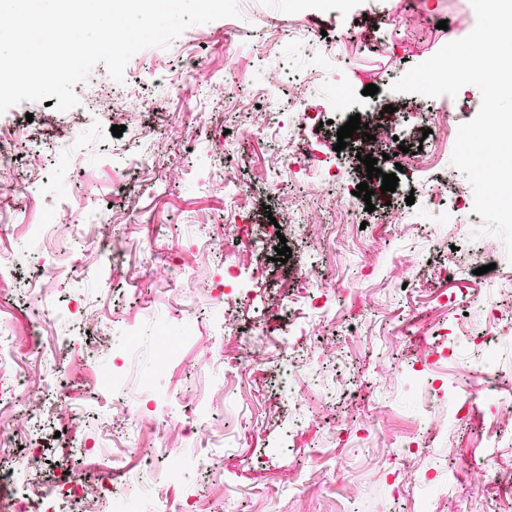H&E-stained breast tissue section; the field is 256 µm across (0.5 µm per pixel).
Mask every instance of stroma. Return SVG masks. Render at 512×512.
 <instances>
[{"mask_svg": "<svg viewBox=\"0 0 512 512\" xmlns=\"http://www.w3.org/2000/svg\"><path fill=\"white\" fill-rule=\"evenodd\" d=\"M242 18L216 20L214 30L230 27L235 44L232 62L198 40L187 28L168 47H152L148 56L164 68L193 53L216 85L231 87L217 98L191 87V73L177 84L141 74L135 88L148 102L121 136L100 112L81 115L80 142L64 126L47 127L53 107L41 102L17 104L32 114L26 123L32 149L53 140L70 153L66 171L43 165L32 177L41 187L36 200L13 193L9 203L25 214L21 224L0 228V252L12 255L17 277L30 274L31 227L44 213L58 210L94 236L93 246L65 260L64 275L47 279L46 333L62 350L56 364L43 370L54 392L77 388V410L48 403L39 427L24 441L37 443L46 463L64 453L75 456L87 446L95 452L87 477L108 478L120 460L140 504L154 512L156 496L172 508L198 496L209 512L238 505L239 512H413L421 498L426 512H512V435L488 444L486 431L496 405L480 404L463 425L435 434L426 418L448 411L447 391L482 392L488 375L512 372V337L483 334L489 308L512 303L500 288L512 279V259L492 236L474 237L480 221L444 223L451 196L432 192L431 183L453 171L450 157L431 172L399 170L394 160H378L383 173L397 174L395 191L381 193V179H368L357 158V140L336 150L337 131L350 116L374 103L395 106L402 119L401 142L416 148L423 132L416 95L391 91L400 66L420 64L449 40L475 26L471 0H424L430 22L409 26L406 0H387L379 13L375 0H351L346 13L316 7L295 15L290 0H239ZM449 21L450 30L436 20ZM336 44V75L351 87L347 106L335 105L331 85L297 92L289 74L308 73L312 57ZM378 88L365 94L366 85ZM265 110V121L304 125L306 136L350 186L367 182L370 201L338 203V185L323 186L320 197L308 183L290 177L287 156L273 155L266 135L243 128L247 114ZM178 125L191 120L199 136L172 142L140 136L158 120ZM154 158L161 186L136 181L135 164ZM284 173L290 193L274 192L271 178ZM231 177L240 196L249 199L258 223L284 220L291 205L328 206L322 225L303 224L287 238V262L258 261L247 239L229 231L233 205L224 192ZM142 202L127 212L132 233L124 265L139 271L138 286L113 274L112 246L97 239L91 214L123 204L122 191ZM414 196L407 204L406 196ZM374 211H367V204ZM426 218V225L383 223L386 210ZM501 254L495 269L468 274L465 280L437 278L433 268L450 252L466 256L475 247ZM232 254L249 295L226 298L216 313L208 294L188 277L205 266L224 273ZM312 263L317 285L325 288L330 315L318 328L308 320L289 322L280 304L302 286L297 269ZM149 290L153 304L143 309L134 290ZM82 298L84 321L70 318L67 306ZM232 315L243 331L267 330L281 342L267 362L225 369V359L243 357L238 340L224 332ZM192 321L196 339L180 343L161 371L153 365L160 331L177 333ZM137 345L123 365L115 388L101 387L128 337ZM436 343L454 353L437 364L424 382L405 377L418 349ZM186 463L182 481L166 480L171 456ZM293 485H285L286 474Z\"/></svg>", "mask_w": 512, "mask_h": 512, "instance_id": "1", "label": "stroma"}]
</instances>
